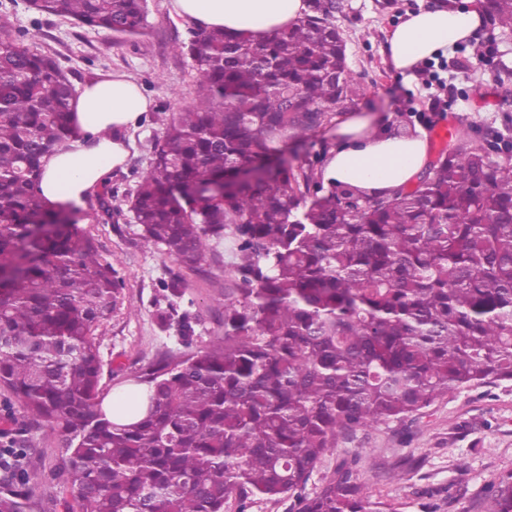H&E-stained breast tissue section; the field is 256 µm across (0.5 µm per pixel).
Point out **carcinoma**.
Instances as JSON below:
<instances>
[{
	"label": "carcinoma",
	"instance_id": "carcinoma-1",
	"mask_svg": "<svg viewBox=\"0 0 512 512\" xmlns=\"http://www.w3.org/2000/svg\"><path fill=\"white\" fill-rule=\"evenodd\" d=\"M144 0H27L81 27L135 35ZM272 35L197 30L176 46L201 99L172 115L127 199L144 244L199 272L210 243L235 252L224 337L168 355L112 407L96 330L119 282L70 204L40 191L43 159L74 135L75 88L0 9V387L28 421L0 432V512H35L33 426L60 437L67 512H393L347 462L312 495L322 458L359 429L403 421L452 391L512 381V156L457 132L392 197L324 186L283 159L357 88L332 21L307 0ZM512 32V0H483ZM249 167L256 172L243 178ZM472 512H512V471Z\"/></svg>",
	"mask_w": 512,
	"mask_h": 512
}]
</instances>
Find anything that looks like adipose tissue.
<instances>
[{
  "label": "adipose tissue",
  "instance_id": "adipose-tissue-1",
  "mask_svg": "<svg viewBox=\"0 0 512 512\" xmlns=\"http://www.w3.org/2000/svg\"><path fill=\"white\" fill-rule=\"evenodd\" d=\"M173 12L204 29L269 35L297 25L307 0H171ZM483 23L480 5L466 0H436L409 14L386 36V52L395 70L406 72L470 37ZM150 99L126 74L108 72L78 87L71 120L79 136L47 156L40 189L48 203L82 200L122 165L129 141L122 134L149 112ZM427 134L390 132L375 117L355 111L339 119L329 152L325 183L351 184L377 196H394L413 185L429 162Z\"/></svg>",
  "mask_w": 512,
  "mask_h": 512
}]
</instances>
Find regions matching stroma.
Wrapping results in <instances>:
<instances>
[{
    "label": "stroma",
    "mask_w": 512,
    "mask_h": 512,
    "mask_svg": "<svg viewBox=\"0 0 512 512\" xmlns=\"http://www.w3.org/2000/svg\"><path fill=\"white\" fill-rule=\"evenodd\" d=\"M433 0H341L333 22L346 43L354 73V109L384 118L391 131L433 133L451 123L476 141L501 135L512 141V33L481 28L435 60L436 76L394 70L385 52L386 34L407 13ZM146 25L131 37L81 27L42 16L35 39L41 53L55 60L74 86L105 72L130 76L149 97L145 118L127 132L133 146L125 163L108 180L117 188L122 212L100 216L96 193L81 209L82 225L102 261L123 280L121 302L97 329L102 356V384L110 394L127 388L133 375L169 354L205 348L224 333V286L231 281L233 254L224 245L208 253L201 273H181L162 252L146 247L131 213L123 205L148 169L153 146L178 106L196 99L200 77L191 60L172 52L173 42L189 37L191 23L172 15L170 0H145ZM446 95L448 109L436 112L433 99ZM183 276V292L166 291ZM189 313L191 332L181 328L180 313ZM31 436L41 456L35 501L51 512H64L73 493L58 475L60 438L48 425ZM357 459L360 478L373 500L396 512H469L471 501L490 476L512 470V381H497L457 390L437 399L419 414L378 429L357 432L339 442L318 465L307 485L315 492L337 463Z\"/></svg>",
    "instance_id": "1"
}]
</instances>
